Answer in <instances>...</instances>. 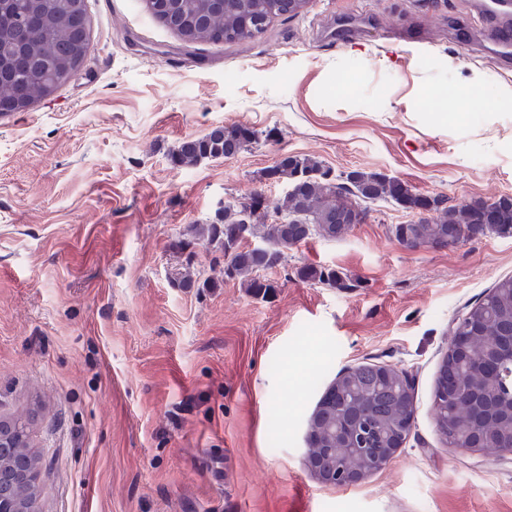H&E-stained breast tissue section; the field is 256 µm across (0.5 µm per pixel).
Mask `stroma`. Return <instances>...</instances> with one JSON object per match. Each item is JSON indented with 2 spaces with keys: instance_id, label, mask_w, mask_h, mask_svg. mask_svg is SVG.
<instances>
[{
  "instance_id": "1",
  "label": "stroma",
  "mask_w": 512,
  "mask_h": 512,
  "mask_svg": "<svg viewBox=\"0 0 512 512\" xmlns=\"http://www.w3.org/2000/svg\"><path fill=\"white\" fill-rule=\"evenodd\" d=\"M85 67L0 117V422L26 413L34 512H512V456L448 447L434 387L458 317L512 276V235L412 249L374 202L343 238L265 272L172 284L175 249L225 203L286 187L284 154L330 178L381 172L456 205L512 196V68L470 0H309L243 44H188L143 0H86ZM259 140L177 167L188 137ZM304 265L343 284L301 281ZM403 369L415 424L360 484L323 485L306 420L344 369Z\"/></svg>"
}]
</instances>
